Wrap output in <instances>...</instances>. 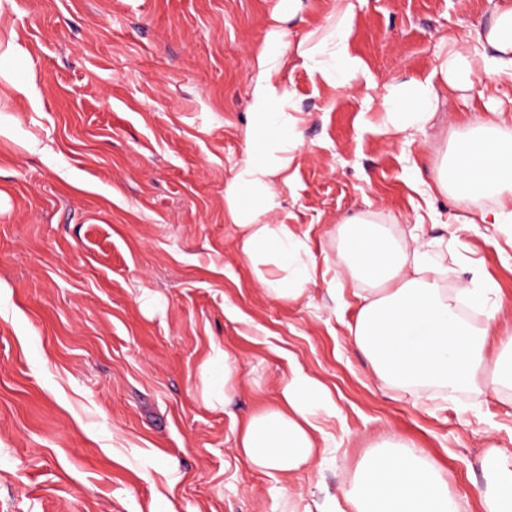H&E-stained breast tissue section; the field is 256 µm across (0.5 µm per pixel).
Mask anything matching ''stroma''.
<instances>
[{
    "label": "stroma",
    "instance_id": "1",
    "mask_svg": "<svg viewBox=\"0 0 512 512\" xmlns=\"http://www.w3.org/2000/svg\"><path fill=\"white\" fill-rule=\"evenodd\" d=\"M503 0H363L350 51L370 80L428 75ZM278 0H0V512H304L376 446L413 444L461 512H487L482 459L512 448V388L398 389L352 343L365 285L338 263L339 229L374 215L448 272L442 292L490 280L512 358V224L460 207L437 167L473 117L460 93L404 140L366 111L364 81L328 85L298 45L334 0L287 23L285 78L306 117L277 218L306 242L313 282L268 298L224 219L244 155L247 79ZM36 85L17 93L13 78ZM336 294H329L330 285ZM227 405L206 396L219 352ZM329 391L323 463L287 479L239 458L248 416L293 368Z\"/></svg>",
    "mask_w": 512,
    "mask_h": 512
}]
</instances>
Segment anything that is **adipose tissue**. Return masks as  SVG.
Segmentation results:
<instances>
[{
	"instance_id": "adipose-tissue-1",
	"label": "adipose tissue",
	"mask_w": 512,
	"mask_h": 512,
	"mask_svg": "<svg viewBox=\"0 0 512 512\" xmlns=\"http://www.w3.org/2000/svg\"><path fill=\"white\" fill-rule=\"evenodd\" d=\"M300 2L280 0L252 56L245 156L224 186L226 217L240 230L239 251L275 301L302 299L312 282L305 241L292 225L270 220L281 206L282 189L292 178L302 144L303 119L285 79L283 27ZM354 17L353 0H335L328 23L301 42V56L312 74L339 87L365 72L349 49ZM474 40L472 49L439 56L426 77L387 83L376 110L387 133L408 137L424 131L448 92L476 91L489 117L457 133L442 158L437 185L460 201L489 194L497 205L481 214V222L512 224V128L494 122L502 107L491 94L494 84L512 82V5L498 8L489 24L476 28ZM339 258L368 286L353 342L378 378L405 389L434 384L449 393L478 387L497 310L489 311L482 328L468 324L441 292L438 270L422 243L402 248L363 217L341 226ZM327 400L316 378L294 370L280 390L278 407L250 416L241 427L236 452L271 475L292 476L311 467L322 431L313 408ZM482 472L487 512H512V448H490ZM320 512L457 510L436 467L417 449L398 442L375 452L343 487L340 500Z\"/></svg>"
}]
</instances>
